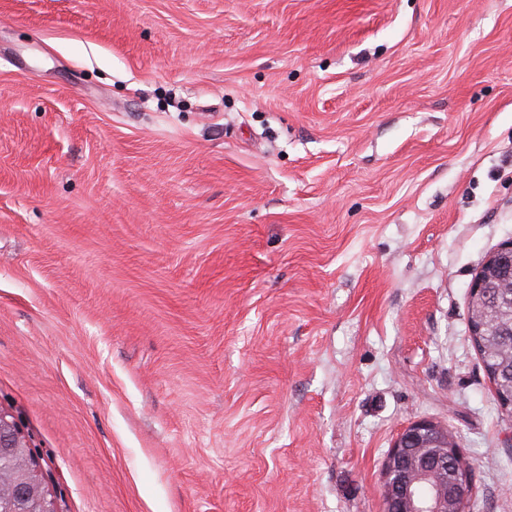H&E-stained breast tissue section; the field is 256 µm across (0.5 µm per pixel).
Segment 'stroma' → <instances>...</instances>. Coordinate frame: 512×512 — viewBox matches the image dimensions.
Here are the masks:
<instances>
[{
    "label": "stroma",
    "instance_id": "35a3bbf8",
    "mask_svg": "<svg viewBox=\"0 0 512 512\" xmlns=\"http://www.w3.org/2000/svg\"><path fill=\"white\" fill-rule=\"evenodd\" d=\"M511 240L512 0H0V407L57 512H384L420 418L512 512ZM494 268L501 274L499 282L502 286L498 288L506 292L504 296L510 294L512 306V290L510 293V288H512V241L501 245L480 266L470 288L469 301L472 304L476 305L482 301L487 302L490 297V288H497L495 285L490 284L487 278L489 270ZM504 285L508 288H503ZM500 304H501V306H500L501 308L498 306H496V307L493 306V307L497 311V313L501 316L503 323L501 325L500 324L494 325L496 328L495 332L493 334L490 333L489 335H487L484 338L485 350L483 351V357H482V363H483L484 369L486 367L501 366L503 364V357H502L501 351L505 348H508L512 342L511 328H510V325L508 324V321H509V318L511 315V311H512V307L510 309V307L503 305L502 298H501ZM502 329L505 330L507 336H510V343H508V344L500 342L498 340V338H500L499 336L504 335L502 332H500V330H502Z\"/></svg>",
    "mask_w": 512,
    "mask_h": 512
}]
</instances>
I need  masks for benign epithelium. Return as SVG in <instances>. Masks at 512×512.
<instances>
[{
  "mask_svg": "<svg viewBox=\"0 0 512 512\" xmlns=\"http://www.w3.org/2000/svg\"><path fill=\"white\" fill-rule=\"evenodd\" d=\"M497 269L505 292L512 291V241L482 263L470 288L474 305L488 301L487 275ZM23 447V433L14 416L0 408V449ZM470 463L457 436L442 423L421 418L398 434L382 463L384 512H463L471 489Z\"/></svg>",
  "mask_w": 512,
  "mask_h": 512,
  "instance_id": "7a95c632",
  "label": "benign epithelium"
}]
</instances>
